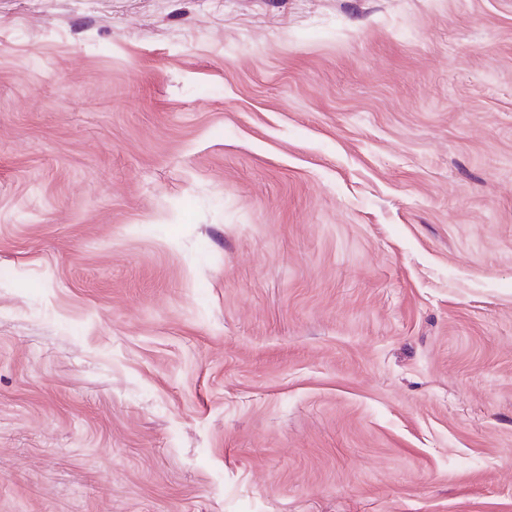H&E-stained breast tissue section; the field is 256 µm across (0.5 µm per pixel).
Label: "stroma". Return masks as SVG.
<instances>
[{"instance_id": "35a3bbf8", "label": "stroma", "mask_w": 512, "mask_h": 512, "mask_svg": "<svg viewBox=\"0 0 512 512\" xmlns=\"http://www.w3.org/2000/svg\"><path fill=\"white\" fill-rule=\"evenodd\" d=\"M0 512H512V0H0Z\"/></svg>"}]
</instances>
